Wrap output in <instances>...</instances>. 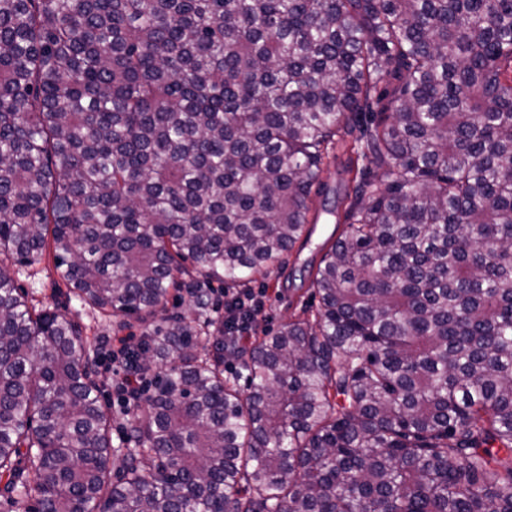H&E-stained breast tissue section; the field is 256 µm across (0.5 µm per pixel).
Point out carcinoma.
<instances>
[{"label":"carcinoma","mask_w":512,"mask_h":512,"mask_svg":"<svg viewBox=\"0 0 512 512\" xmlns=\"http://www.w3.org/2000/svg\"><path fill=\"white\" fill-rule=\"evenodd\" d=\"M351 122L316 309L224 344L213 282L293 250ZM48 248L177 366L114 444L103 358L0 269L3 503L512 512V0H0V253Z\"/></svg>","instance_id":"1"}]
</instances>
